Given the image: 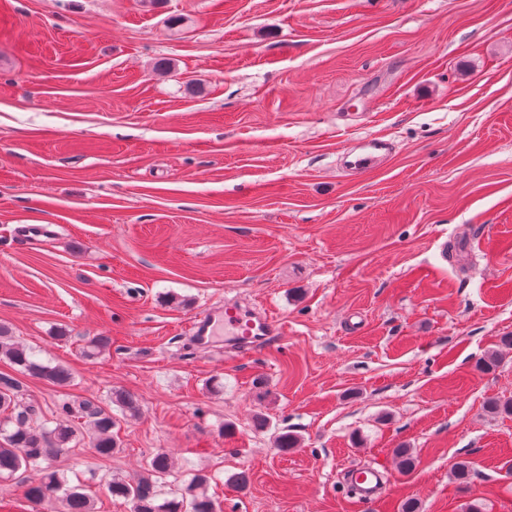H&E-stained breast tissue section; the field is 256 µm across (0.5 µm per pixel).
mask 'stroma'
<instances>
[{
	"label": "stroma",
	"mask_w": 512,
	"mask_h": 512,
	"mask_svg": "<svg viewBox=\"0 0 512 512\" xmlns=\"http://www.w3.org/2000/svg\"><path fill=\"white\" fill-rule=\"evenodd\" d=\"M228 300L279 335L198 348ZM0 325L74 376L0 360L31 424L111 405L120 452L82 431L55 461L94 512H131L107 483L160 450L233 512H512V0H0ZM35 477L0 512H60ZM381 149L378 144H371L362 151L354 154L349 166L355 174H364L371 171L377 164V151ZM350 478L356 484L358 496L368 500L380 494L387 482L384 473L372 468L357 469Z\"/></svg>",
	"instance_id": "obj_1"
}]
</instances>
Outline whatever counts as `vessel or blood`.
Masks as SVG:
<instances>
[{"instance_id":"vessel-or-blood-1","label":"vessel or blood","mask_w":512,"mask_h":512,"mask_svg":"<svg viewBox=\"0 0 512 512\" xmlns=\"http://www.w3.org/2000/svg\"><path fill=\"white\" fill-rule=\"evenodd\" d=\"M223 325L224 332L234 345L250 343L255 336H273L278 332L275 321L268 315L250 311L234 303H225L219 314H206L193 323V334L199 344L210 342L216 325ZM351 478L357 487V494L364 499H374L386 486L384 473L372 468L358 469Z\"/></svg>"}]
</instances>
